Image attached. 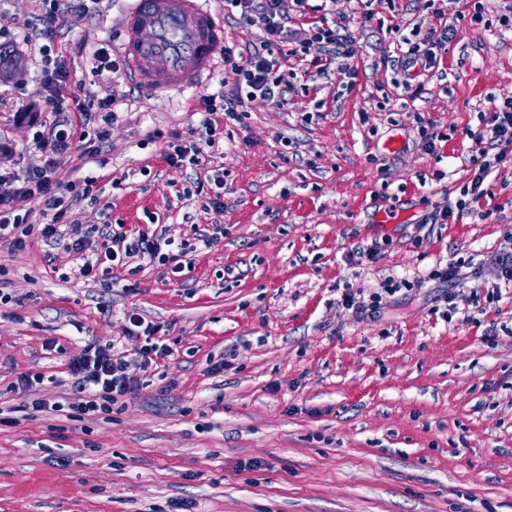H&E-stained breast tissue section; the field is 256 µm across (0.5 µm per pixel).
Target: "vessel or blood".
<instances>
[{
  "label": "vessel or blood",
  "mask_w": 512,
  "mask_h": 512,
  "mask_svg": "<svg viewBox=\"0 0 512 512\" xmlns=\"http://www.w3.org/2000/svg\"><path fill=\"white\" fill-rule=\"evenodd\" d=\"M121 25L125 79L167 95L212 78L224 50V20L207 0H133Z\"/></svg>",
  "instance_id": "b4317fda"
}]
</instances>
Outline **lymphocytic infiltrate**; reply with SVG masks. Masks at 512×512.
I'll return each instance as SVG.
<instances>
[{"mask_svg": "<svg viewBox=\"0 0 512 512\" xmlns=\"http://www.w3.org/2000/svg\"><path fill=\"white\" fill-rule=\"evenodd\" d=\"M246 25L258 27L262 35L248 55L236 54L233 46L224 48V79L218 88L201 97L203 123L215 127L218 117L240 120L246 104L261 101L282 105L293 91L292 82L280 72L284 60L311 56L318 74H336L345 79L355 72L356 39L342 25L311 27L306 37H299L288 25L281 9V0H226ZM457 31L455 25L445 26L440 34H426L421 41L410 43L397 59L403 72L433 67L435 50L447 43ZM40 72L47 87L46 107L52 119L37 125L34 142L44 155L41 166L17 173L0 168V242L17 250L25 249L33 235H40L46 245L61 242V222L68 211L81 201L97 202L99 190L92 177L80 181H63L58 170L70 149L96 156L105 139L104 132H89L97 116L112 120L114 103L99 100L86 104L70 92V73L54 43L40 50ZM475 168L467 185L454 200L433 206L425 215L428 224H442L463 214L471 202L481 199L483 184L490 169L512 163V99L485 119L482 129L469 131ZM39 202L51 219L34 225L30 216L31 202ZM224 232L223 225H213L211 231L196 234L194 242H175L165 231L139 233L132 236L122 228L107 231H86L69 244L79 255V273L85 278L97 277L101 267L125 268L136 260H146L163 266L171 274L181 273L184 257L197 246H209L215 236ZM130 361L114 345L96 342L86 345L83 354L69 364L73 402L68 408L76 415L110 412L118 396L130 393L138 382L129 373Z\"/></svg>", "mask_w": 512, "mask_h": 512, "instance_id": "f902f5d3", "label": "lymphocytic infiltrate"}]
</instances>
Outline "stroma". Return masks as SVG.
I'll use <instances>...</instances> for the list:
<instances>
[{
	"label": "stroma",
	"mask_w": 512,
	"mask_h": 512,
	"mask_svg": "<svg viewBox=\"0 0 512 512\" xmlns=\"http://www.w3.org/2000/svg\"><path fill=\"white\" fill-rule=\"evenodd\" d=\"M129 5L52 19L42 0H0V43L20 68L0 80V167L43 163L31 122L47 117L39 51L53 26L75 94L118 102L98 159L64 160L63 180L101 189L65 223L135 235L155 215L178 240L210 224L224 235L179 280L145 263L108 284L81 278L65 245L0 244L13 297L0 307V407L18 411L0 428V512H512V166L493 168L463 215L422 221L469 182L468 131L512 98V0H329L302 17L283 0L293 28L353 31L356 72L346 85L290 58L286 104L220 124L207 160L224 172L220 213L185 196L193 170L163 159L171 132L208 139L201 91L150 99L96 67ZM418 22L457 33L409 81L394 28ZM448 267V282L430 279ZM389 278L411 287L378 312L344 303ZM131 311L173 354L133 363L139 387L109 418L36 411L14 392L32 371L54 378L43 398L69 397L68 364L91 341L136 352Z\"/></svg>",
	"instance_id": "1"
}]
</instances>
